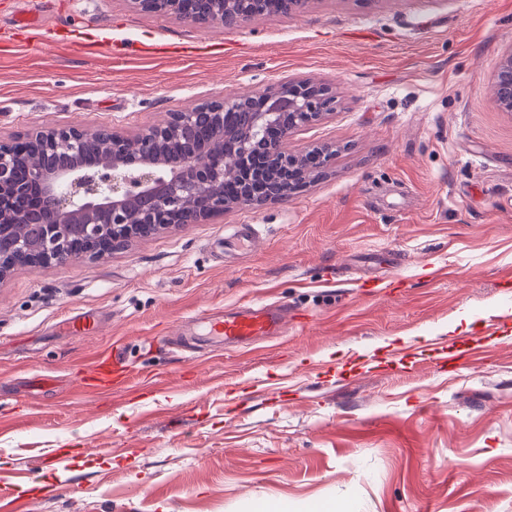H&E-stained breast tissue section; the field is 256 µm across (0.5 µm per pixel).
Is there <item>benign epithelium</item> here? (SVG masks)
Here are the masks:
<instances>
[{"instance_id": "1", "label": "benign epithelium", "mask_w": 512, "mask_h": 512, "mask_svg": "<svg viewBox=\"0 0 512 512\" xmlns=\"http://www.w3.org/2000/svg\"><path fill=\"white\" fill-rule=\"evenodd\" d=\"M132 7L150 15H174L194 21L184 0H128ZM243 0H210L211 26L224 25V18L240 15L241 23L254 19L241 12ZM265 104L252 129L239 136L227 170L224 159V110L233 99L214 100L160 114L150 125L132 135L102 128L112 151L94 163L80 161L84 140L91 130L81 126H52L9 140L0 139V281L17 265L11 258L37 255L40 266L98 258L102 245L118 249L138 238L136 225L156 224L166 229L179 224L185 207L206 201L199 222L237 207L259 208L267 203L248 195L236 200L224 197V178L233 174L252 184L281 169L292 173L288 195L299 191L316 176L299 168L301 153L290 152L288 136L271 146L265 164L257 165L252 141L281 113L294 115L292 133L320 120L329 110L324 86L309 80L290 78L263 91ZM209 110L214 136L201 151L185 154L179 150V131L191 124L202 110ZM33 152L55 154L66 162L55 167H32L24 181L14 178L16 167ZM33 203L48 199L54 205L50 220L43 224L40 241L32 244L14 234L24 221L23 212L13 205L14 198ZM82 238L89 247L84 252L70 250L71 238Z\"/></svg>"}]
</instances>
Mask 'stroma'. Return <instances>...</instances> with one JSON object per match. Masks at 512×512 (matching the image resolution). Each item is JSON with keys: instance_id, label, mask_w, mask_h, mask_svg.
<instances>
[{"instance_id": "obj_1", "label": "stroma", "mask_w": 512, "mask_h": 512, "mask_svg": "<svg viewBox=\"0 0 512 512\" xmlns=\"http://www.w3.org/2000/svg\"><path fill=\"white\" fill-rule=\"evenodd\" d=\"M511 49L512 0H310L233 29L0 0L2 138L132 132L288 77L335 97L288 139L332 145L330 169L288 200L0 282V512H512ZM240 224L255 245L223 250ZM380 254L400 287H357ZM255 303L287 333L226 347L194 323ZM75 311L96 329L69 334ZM115 346L124 387L84 388Z\"/></svg>"}]
</instances>
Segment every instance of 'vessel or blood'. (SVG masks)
<instances>
[{"instance_id":"obj_1","label":"vessel or blood","mask_w":512,"mask_h":512,"mask_svg":"<svg viewBox=\"0 0 512 512\" xmlns=\"http://www.w3.org/2000/svg\"><path fill=\"white\" fill-rule=\"evenodd\" d=\"M285 314L276 306L256 305L235 312L210 314L202 323L208 335L219 343H245L260 336L279 335ZM128 365L119 350H112L104 365L100 366L88 382L94 386L109 387L128 379Z\"/></svg>"}]
</instances>
